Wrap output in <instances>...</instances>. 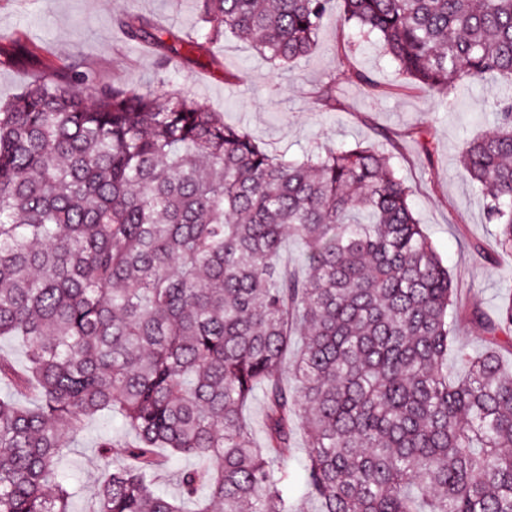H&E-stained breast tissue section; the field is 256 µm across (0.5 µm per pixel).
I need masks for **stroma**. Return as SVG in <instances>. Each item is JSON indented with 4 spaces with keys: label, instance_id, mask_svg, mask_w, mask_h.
Masks as SVG:
<instances>
[{
    "label": "stroma",
    "instance_id": "stroma-1",
    "mask_svg": "<svg viewBox=\"0 0 512 512\" xmlns=\"http://www.w3.org/2000/svg\"><path fill=\"white\" fill-rule=\"evenodd\" d=\"M142 14L195 34L194 0H0V104L12 100L43 73V58L87 74L92 86L123 84L169 94L190 93L218 109L225 123L241 127L267 148L291 158L318 143L371 145L388 155L410 188L416 218L451 272L464 303L494 314L512 296V254L500 251L496 227L486 220V200L459 163L464 140L495 122L497 100L512 94L506 79L468 80L449 98L401 90V76L378 40L360 41L349 26L320 31L312 53L276 64L235 37L215 44V68H201L160 55L127 40L120 19ZM371 75L384 95L371 97L355 78ZM335 82L338 104L328 109L318 90ZM430 132L433 148L423 155L414 138ZM132 440L120 417L104 413L87 420L66 441V479L78 490L74 512H87L98 477L100 438Z\"/></svg>",
    "mask_w": 512,
    "mask_h": 512
}]
</instances>
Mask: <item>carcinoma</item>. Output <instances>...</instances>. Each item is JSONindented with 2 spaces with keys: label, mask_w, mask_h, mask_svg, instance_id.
<instances>
[{
  "label": "carcinoma",
  "mask_w": 512,
  "mask_h": 512,
  "mask_svg": "<svg viewBox=\"0 0 512 512\" xmlns=\"http://www.w3.org/2000/svg\"><path fill=\"white\" fill-rule=\"evenodd\" d=\"M200 31L126 37L202 67L229 34L284 63L332 18L382 41L418 88L512 79V0H196ZM0 105V512H71L65 439L115 412L88 512H297L284 461L307 435L321 512H512V300L474 355L453 277L371 146L268 150L186 95L92 91L50 61ZM460 164L512 252V99ZM306 246L284 276L286 238ZM303 336L293 364L290 336ZM456 350L468 372L448 380ZM296 387L288 390L286 377ZM265 401L264 445L243 410ZM179 496L157 490L168 459Z\"/></svg>",
  "instance_id": "obj_1"
}]
</instances>
